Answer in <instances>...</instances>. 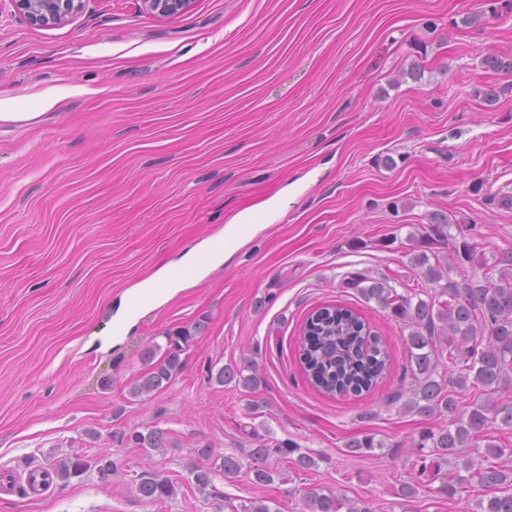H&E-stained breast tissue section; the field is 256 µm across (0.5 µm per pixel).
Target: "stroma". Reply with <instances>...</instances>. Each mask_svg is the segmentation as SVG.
<instances>
[{"mask_svg": "<svg viewBox=\"0 0 512 512\" xmlns=\"http://www.w3.org/2000/svg\"><path fill=\"white\" fill-rule=\"evenodd\" d=\"M488 54L512 57V0H193L171 18L85 0L49 27L0 0V99L32 115L0 123V466L114 464L41 500L0 493V512H231L258 499L308 512L312 487L372 512H473L477 487L401 496L413 442L439 419L395 403L402 326L343 281L425 289L414 258L432 253L437 213L478 234L482 270L512 251V75L486 68ZM59 86L67 95L44 105ZM272 199L231 262L138 313L122 345L91 348L125 292ZM327 304L355 309L387 345L389 369L362 396L324 395L301 369L302 324ZM198 320L181 373L133 396L142 351ZM248 360L257 393L208 377ZM151 428L171 447L127 444ZM367 434L383 448L349 453ZM287 439L315 466L273 454L274 481L254 483L250 451ZM230 453L242 468L227 476ZM197 466L212 472L203 492ZM146 472L174 495L142 500Z\"/></svg>", "mask_w": 512, "mask_h": 512, "instance_id": "35a3bbf8", "label": "stroma"}]
</instances>
